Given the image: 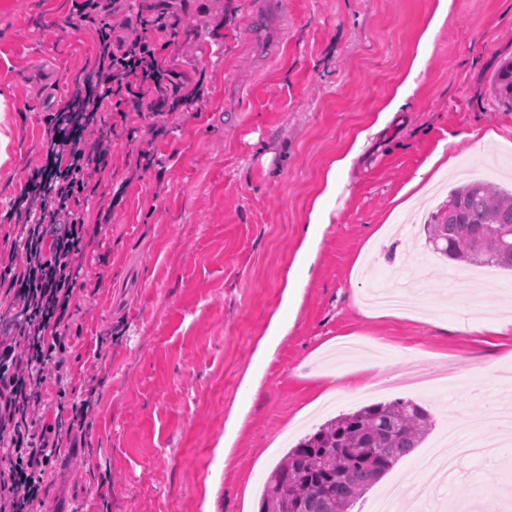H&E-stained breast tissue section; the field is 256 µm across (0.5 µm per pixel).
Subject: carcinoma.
<instances>
[{
	"mask_svg": "<svg viewBox=\"0 0 512 512\" xmlns=\"http://www.w3.org/2000/svg\"><path fill=\"white\" fill-rule=\"evenodd\" d=\"M493 86L512 106V57L501 62ZM424 230L433 250L452 262L512 270V190L483 181L456 188ZM430 429L429 413L411 400L343 413L287 452L266 480L259 512H350Z\"/></svg>",
	"mask_w": 512,
	"mask_h": 512,
	"instance_id": "cac0c4a2",
	"label": "carcinoma"
}]
</instances>
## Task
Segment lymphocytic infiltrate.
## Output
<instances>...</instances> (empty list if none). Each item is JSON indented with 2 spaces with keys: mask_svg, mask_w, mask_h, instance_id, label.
<instances>
[{
  "mask_svg": "<svg viewBox=\"0 0 512 512\" xmlns=\"http://www.w3.org/2000/svg\"><path fill=\"white\" fill-rule=\"evenodd\" d=\"M127 2L78 0V17L93 26L96 54L48 116L46 164L31 177L32 199H15L9 209L17 235L0 255V302L16 314L0 320V512H45L54 460L63 442L86 431L95 409L100 381L92 376L85 399L45 420L47 384L66 396L63 354L90 232L79 205L109 165L111 130L138 112L148 115L149 134L160 135L170 116L196 98L185 90L184 73L162 56L182 30L170 0H152L133 17Z\"/></svg>",
  "mask_w": 512,
  "mask_h": 512,
  "instance_id": "1",
  "label": "lymphocytic infiltrate"
}]
</instances>
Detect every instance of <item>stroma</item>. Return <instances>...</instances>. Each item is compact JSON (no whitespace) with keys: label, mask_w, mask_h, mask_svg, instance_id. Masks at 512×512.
Returning a JSON list of instances; mask_svg holds the SVG:
<instances>
[{"label":"stroma","mask_w":512,"mask_h":512,"mask_svg":"<svg viewBox=\"0 0 512 512\" xmlns=\"http://www.w3.org/2000/svg\"><path fill=\"white\" fill-rule=\"evenodd\" d=\"M437 4L288 0L287 21L255 24L253 0H172L193 26L164 57L203 96L172 115L148 170L135 167L141 139H116L82 207L91 224L101 199L115 202L81 259L89 287L76 294L64 358L69 389L82 392L94 363L104 383L84 446L54 463L48 512H259L269 472L301 438L339 414L396 399L427 409L432 430L356 512L393 485L400 512H433L441 499L475 504L476 482L512 479L482 459L460 461L444 485L418 467L447 431L469 434L471 417L496 405L512 374V333L458 329L445 261L423 231L459 184L512 188V108L490 85L512 56V0H448L406 106L368 137L338 189L293 324L262 366L263 389L247 403L222 469L213 468L243 404L244 375L282 308L306 212L331 163L406 78ZM95 52L71 0H0V134L9 139L0 213L46 163L42 101L63 102ZM490 130L501 143L476 149V135ZM441 145L451 171L397 209ZM405 269L422 284L427 316H363L365 296ZM474 272L470 288L506 311L512 271ZM414 347L426 356L420 381L408 382L402 360ZM374 354L385 370H364ZM475 358L495 363L494 382L472 373ZM354 381L366 391L316 405Z\"/></svg>","instance_id":"obj_1"}]
</instances>
